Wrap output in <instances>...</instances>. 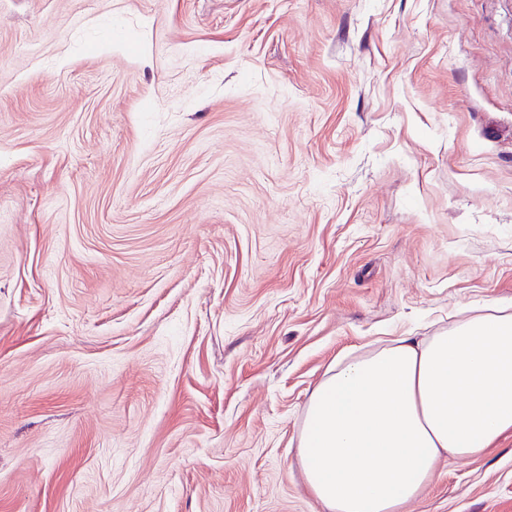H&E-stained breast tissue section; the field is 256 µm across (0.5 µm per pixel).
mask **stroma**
I'll return each mask as SVG.
<instances>
[{"label": "stroma", "instance_id": "obj_1", "mask_svg": "<svg viewBox=\"0 0 512 512\" xmlns=\"http://www.w3.org/2000/svg\"><path fill=\"white\" fill-rule=\"evenodd\" d=\"M492 299L512 0H0V512H322L323 373Z\"/></svg>", "mask_w": 512, "mask_h": 512}]
</instances>
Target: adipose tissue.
<instances>
[{
    "instance_id": "obj_1",
    "label": "adipose tissue",
    "mask_w": 512,
    "mask_h": 512,
    "mask_svg": "<svg viewBox=\"0 0 512 512\" xmlns=\"http://www.w3.org/2000/svg\"><path fill=\"white\" fill-rule=\"evenodd\" d=\"M512 433V306L345 358L311 390L298 462L324 512H402L442 459Z\"/></svg>"
}]
</instances>
